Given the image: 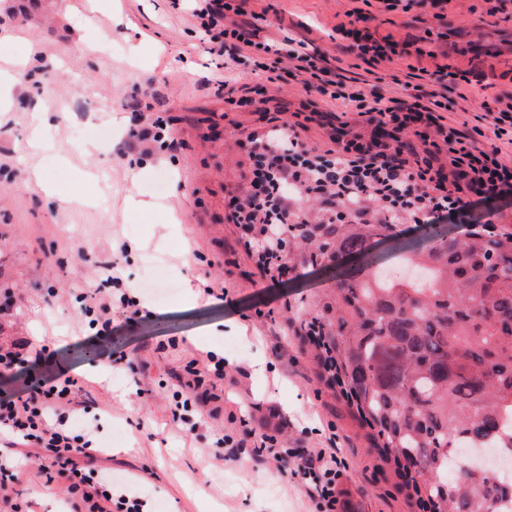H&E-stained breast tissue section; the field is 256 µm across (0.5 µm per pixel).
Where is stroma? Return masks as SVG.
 Wrapping results in <instances>:
<instances>
[{"instance_id":"stroma-1","label":"stroma","mask_w":512,"mask_h":512,"mask_svg":"<svg viewBox=\"0 0 512 512\" xmlns=\"http://www.w3.org/2000/svg\"><path fill=\"white\" fill-rule=\"evenodd\" d=\"M495 0H444L406 12L381 0H237L241 19L260 38L302 40L336 56V27L347 11L364 9L376 37L407 52L423 49L424 66L467 74L462 98L445 121L483 123L482 101L512 93V0L489 16ZM220 59L205 53L189 0H0V343L54 356L31 370L0 378V396L24 389L31 375L82 379L78 393L109 443L100 463L121 474L153 512H322L291 466L250 448L216 447V432L272 434L304 452L335 448L336 490L349 512H418L393 465L373 446L370 428L329 387L318 351L297 335L300 299L329 287L318 274L274 280L256 266L240 225L227 219L231 198H245L251 167L235 129L262 130L270 117L290 120L319 110L306 124L310 148H331V126L350 123L369 135L363 117L336 101L317 102L300 80L269 86L264 105L224 100L215 82ZM50 114L36 126L35 108ZM150 109L172 131L175 146L152 155L129 146L132 112ZM39 137L38 156L29 143ZM39 162L53 193L31 180ZM79 192L62 206L58 197ZM168 201L169 211L129 212V194ZM181 226L165 235L169 215ZM473 224H512V196L479 199L447 229L463 236ZM145 251L127 252L130 243ZM116 261L123 280L142 284L146 265L162 264L177 283L198 288L223 282L224 297L182 294L151 301L130 318L114 305L111 335L87 326L77 301L97 287L102 262ZM224 352V374L200 377L209 394L197 406V435L174 429L173 394L193 382L189 363ZM109 373L100 374V365ZM21 499L34 512H62L46 487L40 460L27 463Z\"/></svg>"}]
</instances>
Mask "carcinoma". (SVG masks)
Returning a JSON list of instances; mask_svg holds the SVG:
<instances>
[{
	"instance_id": "1",
	"label": "carcinoma",
	"mask_w": 512,
	"mask_h": 512,
	"mask_svg": "<svg viewBox=\"0 0 512 512\" xmlns=\"http://www.w3.org/2000/svg\"><path fill=\"white\" fill-rule=\"evenodd\" d=\"M479 224L458 239L441 230L403 257L412 282L364 266L301 310L320 365L371 428L374 447L431 512H499L512 491L502 473L463 454L512 448V229ZM288 267L329 265L368 254L397 224H290ZM249 251L274 274L282 256L270 240Z\"/></svg>"
}]
</instances>
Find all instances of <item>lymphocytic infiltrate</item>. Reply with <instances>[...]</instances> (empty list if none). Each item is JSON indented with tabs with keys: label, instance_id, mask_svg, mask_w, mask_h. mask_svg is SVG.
I'll return each mask as SVG.
<instances>
[{
	"label": "lymphocytic infiltrate",
	"instance_id": "lymphocytic-infiltrate-1",
	"mask_svg": "<svg viewBox=\"0 0 512 512\" xmlns=\"http://www.w3.org/2000/svg\"><path fill=\"white\" fill-rule=\"evenodd\" d=\"M234 9L232 0H193L191 10L208 37V54L234 51L224 66L223 87L234 88L239 65L249 61L263 74L251 94L265 96L268 85L298 76L306 90L353 109L373 130L367 140L338 130L332 149L321 154L305 144L298 123L278 117L263 133L246 134L252 190L246 199L231 201V222L295 224L300 201L313 198L332 224H369L378 216L394 224H435L464 210L468 195L512 194V161L502 152L512 146V96L500 101L489 126L460 129L445 124L443 115L452 111L448 93L466 83L465 73L410 66L401 96L388 99L369 81L332 76L327 55L305 43L283 51L254 41L246 24H226ZM367 20L363 10H353L338 30L349 52L374 67L397 55L398 45L374 38L363 27ZM444 151L451 159L447 169L436 163ZM77 392L76 380L66 377L37 380L26 394L0 397V429L46 459L45 482L62 493L70 512H143L145 499L122 492L111 468L100 465L95 430L81 420L86 408ZM295 475L324 512H336L335 455L310 452Z\"/></svg>",
	"mask_w": 512,
	"mask_h": 512
}]
</instances>
